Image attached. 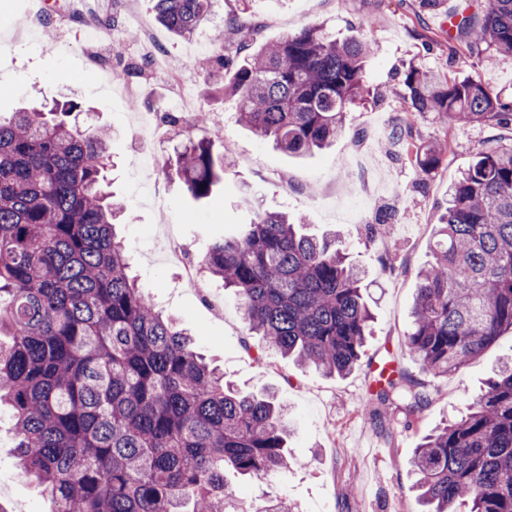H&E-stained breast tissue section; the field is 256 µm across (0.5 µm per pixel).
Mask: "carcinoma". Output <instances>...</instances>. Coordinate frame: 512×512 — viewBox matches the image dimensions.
I'll use <instances>...</instances> for the list:
<instances>
[{
	"mask_svg": "<svg viewBox=\"0 0 512 512\" xmlns=\"http://www.w3.org/2000/svg\"><path fill=\"white\" fill-rule=\"evenodd\" d=\"M213 0H154L158 22L186 37ZM224 27L206 81L235 98L237 121L285 153L335 144L365 92L373 44L304 28L254 49L241 64ZM455 40L478 60L512 65V0H483ZM410 112L460 125L509 127L504 102L477 77L410 64ZM75 102L0 118V407L10 414L18 469L54 512H239L225 471L268 482L288 468V421L270 395L243 394L203 361L192 340L129 275L104 175L110 134L81 126ZM209 133L174 146L176 172L195 202L224 189L226 161ZM390 149L415 154L428 175L440 144L413 149L395 127ZM432 261L418 273L405 345L424 373L443 377L512 332V142L488 140L449 190ZM234 291L249 333L271 350L343 376L360 360L372 314L359 271L336 241L300 218L260 208L250 223L212 237L199 260ZM431 400L427 385L394 370L376 381L372 417H407ZM422 512H512V366L490 379L459 419L425 437L412 461Z\"/></svg>",
	"mask_w": 512,
	"mask_h": 512,
	"instance_id": "obj_1",
	"label": "carcinoma"
}]
</instances>
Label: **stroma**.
Masks as SVG:
<instances>
[{
  "mask_svg": "<svg viewBox=\"0 0 512 512\" xmlns=\"http://www.w3.org/2000/svg\"><path fill=\"white\" fill-rule=\"evenodd\" d=\"M482 5L445 0L443 11L431 14L421 12L417 0H253L247 8L241 0H217L200 35L176 38L157 23L151 0H75L60 8L50 2L40 15L34 0H0V88L9 90L0 95V116L32 100L71 99L88 108L93 123L112 135L113 190L128 214L115 232L141 287L180 319L225 380L246 393L273 392L288 408L291 467L267 485L228 476L244 512L274 496L295 512H416L411 461L418 445L460 417L512 361L507 332L457 373L433 380L432 400L414 419L391 409L379 422L363 412L373 361L391 355L409 373L420 372L404 341L417 273L431 259L450 185L486 140L512 139V128L461 127L443 115L408 111L398 91L404 67L414 60L437 73L479 77L503 98L512 97V66L483 65L448 37L449 12L462 7L477 16ZM239 16L258 46L314 24L336 39L374 44L365 73L373 96L350 109L347 132L333 146L304 157L286 155L237 122L235 99L213 95L197 62L213 51L225 22ZM92 24L111 27L115 45H87ZM131 84L145 98L141 107L131 103ZM182 94L198 111L224 116L215 150L231 162L225 192L200 206L176 176L142 171L135 160L150 154L163 161L184 140L176 129L160 140L136 134L139 112H165L168 101ZM395 124L411 127L420 144H447L445 159L430 176L420 177L409 160L381 150ZM154 181L166 189L167 209L146 206L139 197V187ZM252 205L302 215L314 232L335 233L337 248L362 272L375 319L349 374L327 376L268 351L261 337L248 334L236 295L219 285L211 295L223 303L224 319L216 321L209 305L179 284L177 269L151 251L169 218L192 208L199 221L184 226V243L199 257L213 232L247 222ZM388 208L397 210V222L384 237L370 238L366 225ZM15 444L10 418H0V503L8 512H51L52 501L19 477Z\"/></svg>",
  "mask_w": 512,
  "mask_h": 512,
  "instance_id": "35a3bbf8",
  "label": "stroma"
}]
</instances>
